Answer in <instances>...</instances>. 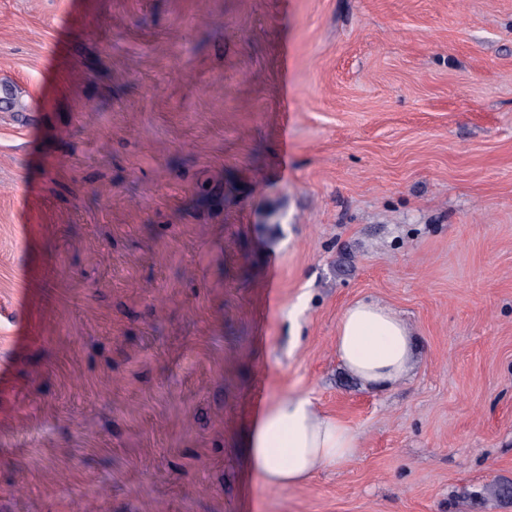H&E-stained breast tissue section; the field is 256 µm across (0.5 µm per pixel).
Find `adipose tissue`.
<instances>
[{
  "label": "adipose tissue",
  "mask_w": 512,
  "mask_h": 512,
  "mask_svg": "<svg viewBox=\"0 0 512 512\" xmlns=\"http://www.w3.org/2000/svg\"><path fill=\"white\" fill-rule=\"evenodd\" d=\"M335 349L346 371L365 387L381 389L406 376L414 339L390 307L361 300L342 314ZM245 448L254 474L265 485L287 488L321 467L345 465L356 454L358 437L301 395L274 401L252 426Z\"/></svg>",
  "instance_id": "ef3b65f1"
}]
</instances>
